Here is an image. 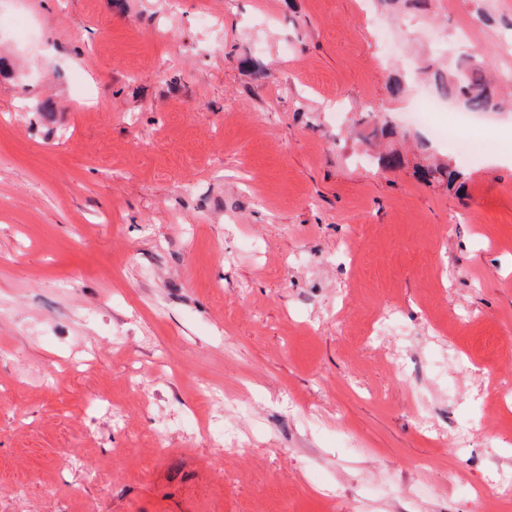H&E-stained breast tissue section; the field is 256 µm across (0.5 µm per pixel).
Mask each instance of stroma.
I'll list each match as a JSON object with an SVG mask.
<instances>
[{"mask_svg": "<svg viewBox=\"0 0 512 512\" xmlns=\"http://www.w3.org/2000/svg\"><path fill=\"white\" fill-rule=\"evenodd\" d=\"M511 39L512 0H0V512H512V119L463 158L406 117Z\"/></svg>", "mask_w": 512, "mask_h": 512, "instance_id": "obj_1", "label": "stroma"}]
</instances>
